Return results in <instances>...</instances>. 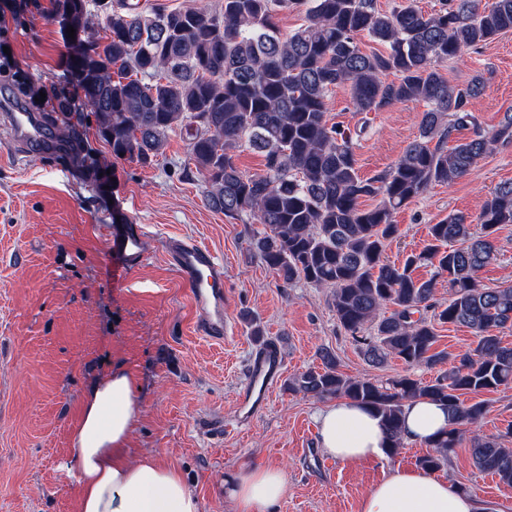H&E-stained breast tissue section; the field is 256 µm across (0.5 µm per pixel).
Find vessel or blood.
Wrapping results in <instances>:
<instances>
[{
    "label": "vessel or blood",
    "instance_id": "vessel-or-blood-1",
    "mask_svg": "<svg viewBox=\"0 0 512 512\" xmlns=\"http://www.w3.org/2000/svg\"><path fill=\"white\" fill-rule=\"evenodd\" d=\"M11 122L19 140H42L41 128L32 113H12ZM105 241L106 260L113 282H120L145 259L142 234L137 225H108ZM169 252L198 312L197 333L210 341L223 343L228 332L223 260L197 243L174 241L169 245ZM284 371L285 364L278 349L269 347L254 354L237 401L241 424H248L267 406Z\"/></svg>",
    "mask_w": 512,
    "mask_h": 512
}]
</instances>
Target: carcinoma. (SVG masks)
<instances>
[{
	"label": "carcinoma",
	"instance_id": "obj_1",
	"mask_svg": "<svg viewBox=\"0 0 512 512\" xmlns=\"http://www.w3.org/2000/svg\"><path fill=\"white\" fill-rule=\"evenodd\" d=\"M106 41L94 36L89 0H51V17L65 44L63 70L80 93L79 108L95 116L98 135L112 155L147 164L163 153L169 133L186 131L187 172L200 174L207 200L224 216L246 212L269 232L253 249L286 284L303 280L329 288L331 306L345 331L373 366L399 359L405 373L379 383L346 377L336 355L321 352L323 367L302 372L288 389L319 399L346 396L368 406L390 441L387 454L403 445L407 402L429 399L448 407L454 427L427 443L419 467L434 472L464 439L476 467L512 485V448L486 438L477 427L488 403L477 398L512 384V347L496 331L512 327V286L488 288L478 273L496 257V233L512 224V182L496 186L483 203L480 228L462 213L429 227L424 249L396 265L384 258L398 234L394 214L434 184L465 177L485 157L512 144V112L485 130L472 111L484 90L481 76L451 84L438 64L512 31V0H442L423 13L414 0L390 12L376 0H221L205 6L142 13L125 0H109ZM284 10L304 14V23L284 34L276 18ZM75 29L69 38L66 29ZM385 45L365 53L358 37ZM394 79H387V75ZM16 89L35 102L39 88L14 70ZM349 91L357 112L422 101L419 137L389 168L363 178L351 132L329 123L326 98ZM460 130L468 138L448 140ZM77 159L94 178L100 167L73 125ZM248 146L264 158V173L247 175L234 151ZM377 197L371 208L361 199ZM430 265L448 275V302L435 284L414 271ZM393 307L389 315L383 311ZM468 327L473 349L453 355L435 349L432 319ZM370 326L373 333L361 332ZM416 366L445 367L434 381L413 377Z\"/></svg>",
	"mask_w": 512,
	"mask_h": 512
}]
</instances>
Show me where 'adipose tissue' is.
<instances>
[{
    "instance_id": "adipose-tissue-1",
    "label": "adipose tissue",
    "mask_w": 512,
    "mask_h": 512,
    "mask_svg": "<svg viewBox=\"0 0 512 512\" xmlns=\"http://www.w3.org/2000/svg\"><path fill=\"white\" fill-rule=\"evenodd\" d=\"M138 413L135 386L113 369L87 394L70 430L74 449L78 512H202L197 494L180 470L149 456L130 461L128 439ZM321 449L343 463L383 457L388 446L381 422L366 406L347 397L316 414ZM452 426V415L427 399L405 406L403 438L423 444ZM286 492L277 467L241 470L227 493L236 512H272ZM359 512H504L497 501L452 488L419 467L398 468L362 498Z\"/></svg>"
}]
</instances>
